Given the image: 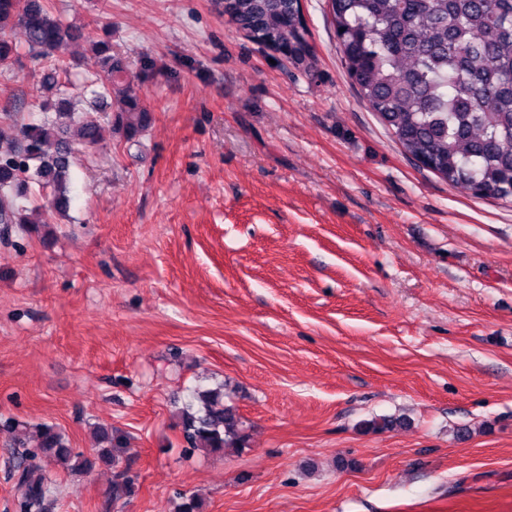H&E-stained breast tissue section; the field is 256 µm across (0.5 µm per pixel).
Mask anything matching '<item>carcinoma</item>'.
Wrapping results in <instances>:
<instances>
[{
  "label": "carcinoma",
  "instance_id": "1",
  "mask_svg": "<svg viewBox=\"0 0 512 512\" xmlns=\"http://www.w3.org/2000/svg\"><path fill=\"white\" fill-rule=\"evenodd\" d=\"M339 53L357 94L403 154L449 186L484 200L512 204V0H328ZM236 29L266 52L286 50L312 71L311 34L299 0H232ZM25 32L28 53L44 62V80L58 82L55 53L81 32L53 14L47 0H0V68L21 63L20 46L6 34ZM102 60L96 83L114 95L105 117L58 112L0 136V192L26 197L35 183L51 190L49 210L70 206L71 157L120 130L128 142L150 124L139 84L112 56V44L94 45ZM37 162L30 170L29 161ZM189 449L224 454L243 448L241 418L224 405V386L194 392L177 413ZM97 448L76 454L54 425L38 429V448L17 465L19 512H42L52 480L36 459L78 460L90 472L122 468L129 448L112 428L96 430ZM136 480L122 473L113 499L135 495Z\"/></svg>",
  "mask_w": 512,
  "mask_h": 512
}]
</instances>
